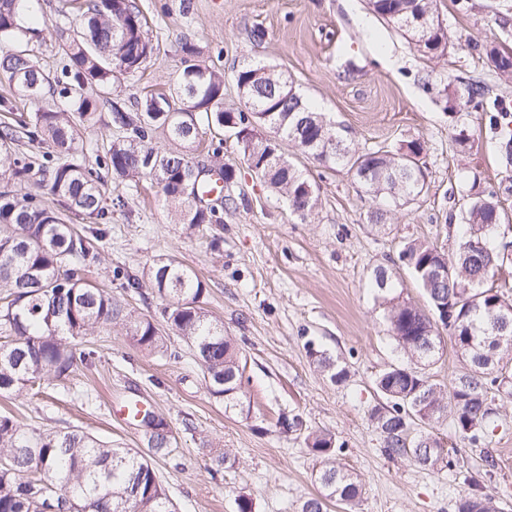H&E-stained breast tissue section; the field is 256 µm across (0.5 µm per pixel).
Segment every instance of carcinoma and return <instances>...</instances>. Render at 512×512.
<instances>
[{
    "mask_svg": "<svg viewBox=\"0 0 512 512\" xmlns=\"http://www.w3.org/2000/svg\"><path fill=\"white\" fill-rule=\"evenodd\" d=\"M432 0H369L373 12L402 30L404 21L431 10ZM25 0H0V73L8 75L14 98H1L0 110L14 112L17 103L58 95L69 99L74 113L37 109L20 115L16 127L0 130V395H10L40 383L53 374L65 375L74 362L90 364L93 350L77 351L75 341L95 330L122 322L130 340L165 355L162 330L149 318L137 316L112 293L92 285L84 272L96 245L107 231L77 232L63 214L43 206L31 194L18 196L9 184L39 176L65 207L97 222L108 220V209L93 172L76 158V127L94 118L99 100L110 104L112 125L122 131L103 157L104 167L123 182L143 178L155 182L174 206L177 223L191 226L221 224L218 208L205 203L216 188L198 180L199 170L189 152L201 133L212 125L234 133L247 168L267 188L286 197L292 211L304 218L318 206L311 181L280 152L286 139L325 164L348 168L373 197L388 195L408 203L420 196L425 176L420 140L402 142L394 150L379 147L360 152L321 112L310 109L300 94L287 90L284 73L248 60L235 72L243 108L224 110V76L200 60L196 44L181 43V69L162 92L138 99L127 109L112 101V87L135 72L153 52L135 0H83L79 27L61 31L59 48L71 65L64 79L51 80L37 65L29 42L41 37L39 27L22 28L17 15ZM416 46L423 56L444 52L448 32L435 21ZM490 69L512 76V50L494 43L474 45ZM464 86L467 103L484 109V87L462 78L448 85L456 96ZM163 127L177 150L161 152L149 146L154 130ZM268 128L274 137H262ZM51 151L35 167L12 152L17 134ZM450 253L421 240L404 242L398 261L425 292L429 309L387 298L395 288L393 267L372 269L370 283L384 297L391 337L409 359L389 366L376 380L385 403L374 406L371 420L383 437L384 453L407 457L424 468L444 464L458 472L468 464L463 448L448 451L430 429L451 421L455 434L470 446L483 442L498 428L492 402L512 400V294L494 287L499 270L512 266V228L504 224L494 191L470 196L452 225ZM149 281L165 301V327L191 349L203 372L210 376L211 396L239 406L243 369L224 327L204 308L205 288L199 277L172 257L149 269ZM448 331L457 355L468 371L450 384L424 371L439 354L440 330ZM308 356L342 384L348 371L325 353L307 346ZM144 433L155 455L169 454L172 431L158 417ZM321 459L318 480L324 494L301 504V512H327L334 501L346 512H358L362 488L337 459L335 439L310 431L304 438ZM0 512H176L172 500L139 448L104 442L79 430L36 432L10 414L0 415ZM455 512H500L499 500L489 493H467L455 501Z\"/></svg>",
    "mask_w": 512,
    "mask_h": 512,
    "instance_id": "1",
    "label": "carcinoma"
}]
</instances>
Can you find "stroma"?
Masks as SVG:
<instances>
[{"instance_id":"1","label":"stroma","mask_w":512,"mask_h":512,"mask_svg":"<svg viewBox=\"0 0 512 512\" xmlns=\"http://www.w3.org/2000/svg\"><path fill=\"white\" fill-rule=\"evenodd\" d=\"M155 51L135 73L115 86L113 100L133 105L145 92L164 86L180 68L179 43L200 47L203 62L224 75V108L237 110L233 75L254 58L290 77L300 93L321 106L357 150L421 140L425 186L399 207L385 198V223L372 226L373 205L365 187L346 168L327 166L291 143L283 151L314 184L317 208L307 219L293 214L279 194L247 169L232 132L203 131L191 152L195 165L232 166L230 204L223 221L207 231L176 223L151 180L130 188L97 167L112 139L110 109L98 106L94 121L81 126L77 157L96 168L106 198L123 196L113 210L107 236L88 265L91 283L111 289L139 315L159 317L162 299L145 280L158 259L172 256L203 281L204 306L239 349L244 396L236 407L210 398L203 371L186 343L171 337L170 355L160 356L129 340L122 325L97 329L80 343L94 350L92 365L77 364L40 388L0 396L9 413L40 430L82 429L131 448L146 445L143 431L116 409L131 397L145 400L172 431V452L152 465L177 512H237L238 497L254 512H298L319 495L321 460L302 435L281 432V415L300 416L307 427L332 434L343 450L345 471L363 483L361 512H453L459 494L491 492L512 512V405L498 404L499 427L486 444L469 452L467 471L452 476L444 467L420 468L390 459L369 420L380 398L377 376L405 363L386 320L387 309L369 286L370 270L389 264L403 242L421 239L450 250L449 217L459 214L471 188H494L512 219V165L502 158L501 136L512 135V78L496 75L474 51V43L512 49V0H436L448 31V47L436 58L422 56L410 40L388 26L367 0H136ZM68 0H31L47 21L36 60L50 75L65 64L55 41ZM370 32H363L359 19ZM263 39H254L256 31ZM464 78L480 82L488 97L502 98L508 124L488 127L485 112L447 102L443 88ZM472 139L460 147L455 136ZM222 140L220 156L208 151ZM141 278L137 290L121 288L118 274ZM315 346L346 366L349 377L332 383L312 363ZM230 459L216 465L211 449ZM495 467H488L487 459Z\"/></svg>"}]
</instances>
